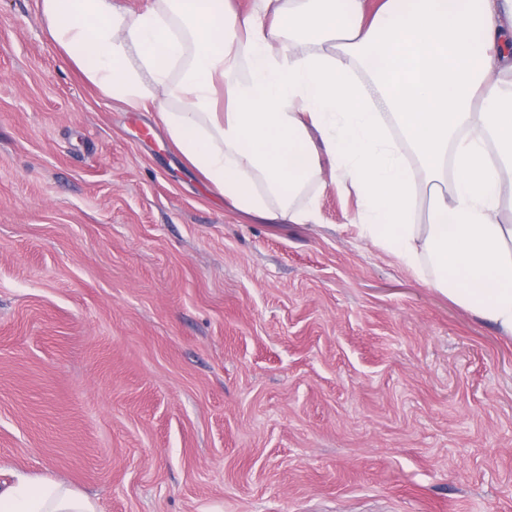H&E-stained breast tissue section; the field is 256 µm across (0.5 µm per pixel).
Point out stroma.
<instances>
[{"mask_svg": "<svg viewBox=\"0 0 512 512\" xmlns=\"http://www.w3.org/2000/svg\"><path fill=\"white\" fill-rule=\"evenodd\" d=\"M241 212L0 0V484L97 512H512V340L358 238ZM0 512H97L95 502L49 476L21 477L0 489Z\"/></svg>", "mask_w": 512, "mask_h": 512, "instance_id": "35a3bbf8", "label": "stroma"}]
</instances>
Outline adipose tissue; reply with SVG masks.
<instances>
[{
  "mask_svg": "<svg viewBox=\"0 0 512 512\" xmlns=\"http://www.w3.org/2000/svg\"><path fill=\"white\" fill-rule=\"evenodd\" d=\"M40 0L96 93L157 103L172 143L242 211L303 224L333 163L359 238L512 338V0ZM0 512H97L49 476Z\"/></svg>",
  "mask_w": 512,
  "mask_h": 512,
  "instance_id": "obj_1",
  "label": "adipose tissue"
}]
</instances>
